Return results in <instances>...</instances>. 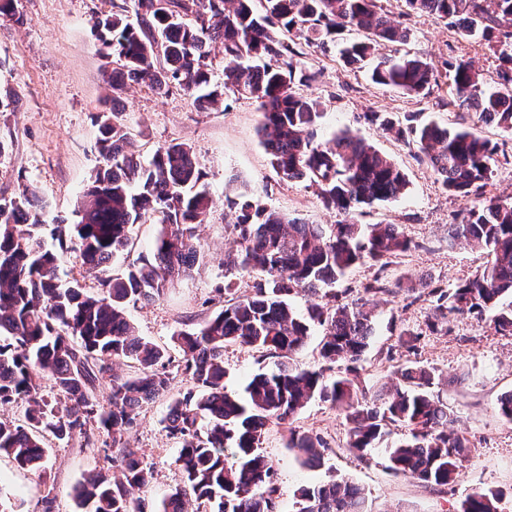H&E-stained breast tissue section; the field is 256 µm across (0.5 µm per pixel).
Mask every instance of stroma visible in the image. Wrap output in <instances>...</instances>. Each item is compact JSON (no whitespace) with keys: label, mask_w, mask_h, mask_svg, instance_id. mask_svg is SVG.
Instances as JSON below:
<instances>
[{"label":"stroma","mask_w":512,"mask_h":512,"mask_svg":"<svg viewBox=\"0 0 512 512\" xmlns=\"http://www.w3.org/2000/svg\"><path fill=\"white\" fill-rule=\"evenodd\" d=\"M381 4L407 29L408 39L397 46L381 45L378 56H418L442 75L450 62L469 60L486 82L496 80L500 62L486 42L462 38L434 16L408 12L402 0ZM15 5L18 20L0 18V143L5 146L0 153V196L11 195L20 182L31 183L48 219L75 222L83 191L100 163L96 116L111 110L122 112L142 161H149L164 143L184 141L208 172L215 204L198 234L210 262L162 299L129 307L127 315L140 336L169 345L175 330L188 322L200 323L222 307L213 288L224 279L221 261L231 240L224 223L227 197L245 190L268 208L306 223H336L337 213L323 206L307 180L286 181L272 169L257 134L261 114L254 99L229 91L223 103L203 109L181 88L160 96L140 85L113 98L106 82L112 60L94 26L97 16L110 10L112 0H15ZM362 37L356 30L344 32L325 50L301 40L295 44L316 74L308 91L324 103L317 138L350 131L405 173L404 194L364 208L358 220L400 225L417 247L391 257L384 268L370 261L357 264L336 287L315 296L299 292L291 301L302 313L314 302L350 301L375 277L402 279L403 291L374 298L376 335L358 364L361 380L379 388L395 382L399 368H429L435 375L434 390L459 417L470 451L458 481L434 489L392 473L384 450L364 455L351 451L340 413L315 400L300 411L295 424L327 441L320 467L303 465L301 457L287 448L284 427L269 425L261 444L275 470L280 512H294L299 488L340 478L364 489L372 512H458L467 495L488 488L502 492L500 512H512V422L500 415L497 405L502 394L512 391V336L497 333L490 320L472 314H452L447 323H438L431 298L415 300L410 294L425 281L452 289L484 270L490 260L487 251L449 244L446 230L465 207L491 195L512 197V164L497 163L488 185L462 199L442 189L415 146L369 123L365 115L377 112L397 123L413 116L418 122L433 121L451 129L469 126L508 155L512 134L449 107L446 85L431 87L423 95H406L373 83L369 68L344 66L339 44ZM406 332L417 334L415 346L403 344ZM275 364L274 357L227 346L224 384L229 391H242L252 374L273 370ZM168 403L163 397L144 405L139 426L128 435L131 446L140 449L155 471L153 484L140 494L147 512H155L159 501L183 484L174 464L178 446L162 425ZM101 465L99 448L80 436L50 444L41 475L19 469L1 455L0 490L19 512H40V499L49 487L59 512H73L74 486Z\"/></svg>","instance_id":"stroma-1"}]
</instances>
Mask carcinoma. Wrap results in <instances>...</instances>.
I'll use <instances>...</instances> for the list:
<instances>
[{
    "mask_svg": "<svg viewBox=\"0 0 512 512\" xmlns=\"http://www.w3.org/2000/svg\"><path fill=\"white\" fill-rule=\"evenodd\" d=\"M112 0V11L95 27L112 50L115 67L107 82L112 97L130 84L157 95L178 86L192 94L210 83V45H224V86L196 97L203 107L223 102L224 91L259 103L260 142L272 168L285 180L306 178L323 205L341 219L307 224L240 192L229 202L226 227L236 249L224 253L227 275L250 274L252 293L237 297L202 323L181 328L171 341L178 355L136 332L127 309L152 302L181 278L208 263L197 227L212 205L208 173L193 147L171 141L143 164L132 149L119 112L97 115L100 164L74 224H56L52 243L43 237L46 221L37 194L27 184L0 196V405L22 403V418L0 420V454L18 467L45 472L47 437L101 438L105 458L118 473L100 468L73 491L76 512H145L136 496L154 480V470L125 436L137 427L143 404L169 395L176 366L192 387L170 398L162 420L177 441L174 463L184 485L165 497L157 512H279L275 471L261 453L269 424L287 426V447L304 463L319 467L327 441L293 426L313 399L339 408L348 424V447L363 453L378 447L390 427L406 438L385 449L388 468L427 486H448L460 475L469 441L459 420L435 396L433 373L414 366L382 390L362 384L358 363L375 334L365 296L393 294L399 280L379 277L349 303L310 306L300 315L289 301L302 290L316 294L336 284L365 259H385L410 249L396 224H361L363 208L397 198L405 174L364 139L344 131L316 140L322 114L319 99L301 90L315 79L301 53L285 41L292 32L306 44L323 47L348 29L366 34L342 51L344 63L360 68L378 41L403 43L408 32L383 12L380 0ZM414 12L446 22L463 38L479 36L498 55V81L489 86L469 61L449 69L448 104L512 132V0H404ZM134 13L135 21L128 19ZM371 80L407 95L438 84L432 66L416 56L383 57ZM365 119L417 148L418 157L453 195L467 197L492 175L495 146L468 127L435 123L394 124L376 112ZM157 219L150 250L119 267L114 260L130 246L137 224ZM463 240L487 250L490 262L452 291L440 286L436 313L486 316L496 331L512 335V200L489 197L467 208L448 225V242ZM77 252L82 279L60 278L61 256ZM92 281L87 286L86 280ZM323 328L324 365L300 368L292 357ZM7 335H2V332ZM229 344L281 359L277 370L260 371L243 394L224 386V347ZM134 364L131 373L113 368ZM340 364L336 374L327 371ZM51 378L58 398L49 402L39 379ZM106 393L105 401L100 394ZM297 512H371L364 492L346 482L299 489ZM495 489L475 492L459 512H499Z\"/></svg>",
    "mask_w": 512,
    "mask_h": 512,
    "instance_id": "1",
    "label": "carcinoma"
}]
</instances>
